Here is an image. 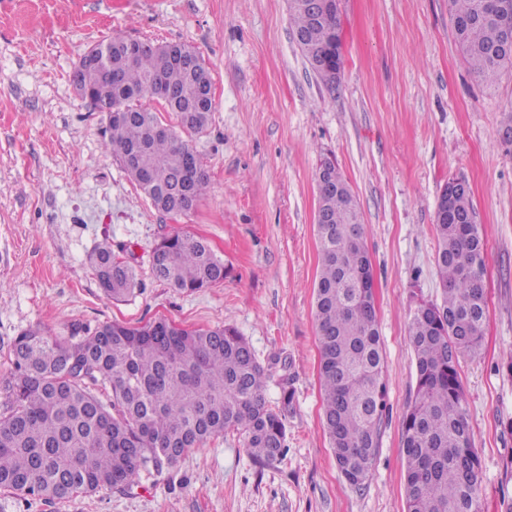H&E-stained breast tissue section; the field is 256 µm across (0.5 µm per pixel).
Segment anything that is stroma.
Returning <instances> with one entry per match:
<instances>
[{"label": "stroma", "mask_w": 512, "mask_h": 512, "mask_svg": "<svg viewBox=\"0 0 512 512\" xmlns=\"http://www.w3.org/2000/svg\"><path fill=\"white\" fill-rule=\"evenodd\" d=\"M344 66L323 85L292 38L287 0H0V380L17 336L79 340L113 321L230 326L293 393L288 452L260 464L230 431L129 486L69 499L0 495V512H405L403 418L416 385L408 327L439 295L434 212L466 181L485 239L487 314L462 354L481 512L512 500V73L481 83L460 54L448 0H340ZM114 35L180 42L212 79L206 133L185 134L207 175L188 214L155 210L106 149L104 113L72 84ZM331 157L360 205L386 356L388 406L359 488L339 476L323 427L314 317L317 172ZM184 231L224 279L181 293L151 273L154 247ZM109 240L138 274L131 297L101 292L88 254Z\"/></svg>", "instance_id": "stroma-1"}]
</instances>
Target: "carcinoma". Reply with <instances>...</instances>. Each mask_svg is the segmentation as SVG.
Instances as JSON below:
<instances>
[{"label":"carcinoma","mask_w":512,"mask_h":512,"mask_svg":"<svg viewBox=\"0 0 512 512\" xmlns=\"http://www.w3.org/2000/svg\"><path fill=\"white\" fill-rule=\"evenodd\" d=\"M292 34L307 62L321 59L341 29L338 3L317 19L288 0ZM456 45L483 83L512 71L502 48L501 20L512 19V0H448ZM129 39L113 36L90 50L112 49L96 64L83 55L72 80L96 111L107 105L108 146L131 162L127 175L159 212L193 209L207 174L178 130L205 132L211 110L197 111L196 74L155 48L128 57ZM176 126L144 105L154 86ZM166 125L167 132L156 128ZM148 172L146 181L139 179ZM471 192L455 198L448 223L434 225L440 299L419 301L409 326L416 387L403 419L406 512H479L480 459L469 426L458 356L478 353L486 320L485 240ZM320 266L314 289L320 348L322 419L336 468L359 488L372 470L386 405L383 353L372 263L359 203L345 177L318 193L315 216ZM102 293L112 299L140 287L135 269L103 241L89 255ZM152 274L194 292L224 280V261L188 233L161 240ZM15 373L0 381V494L66 499L122 488L141 470L161 471L211 438L245 435L259 461L287 452L292 392L266 403V368L230 327L184 328L165 319L142 326L106 323L77 342L31 330L13 345ZM110 385L102 401L95 386Z\"/></svg>","instance_id":"cac0c4a2"}]
</instances>
